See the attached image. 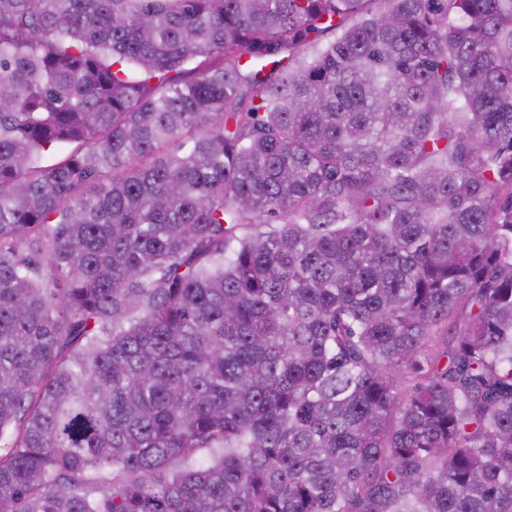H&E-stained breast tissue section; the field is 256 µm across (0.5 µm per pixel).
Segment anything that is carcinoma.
<instances>
[{
    "instance_id": "obj_1",
    "label": "carcinoma",
    "mask_w": 512,
    "mask_h": 512,
    "mask_svg": "<svg viewBox=\"0 0 512 512\" xmlns=\"http://www.w3.org/2000/svg\"><path fill=\"white\" fill-rule=\"evenodd\" d=\"M376 2L0 0V512H512V0Z\"/></svg>"
}]
</instances>
